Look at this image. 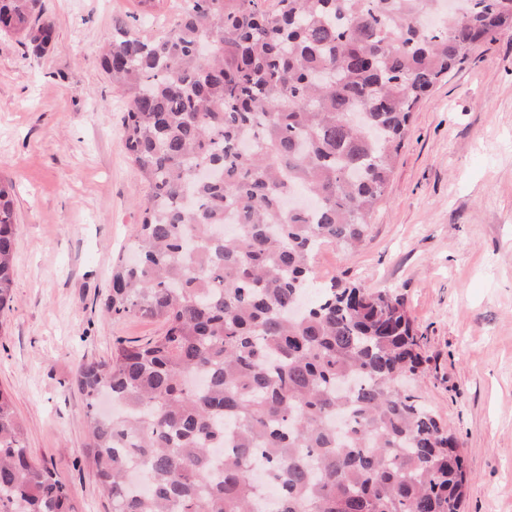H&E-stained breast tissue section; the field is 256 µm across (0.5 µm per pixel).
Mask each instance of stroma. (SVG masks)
Here are the masks:
<instances>
[{
	"label": "stroma",
	"instance_id": "obj_1",
	"mask_svg": "<svg viewBox=\"0 0 512 512\" xmlns=\"http://www.w3.org/2000/svg\"><path fill=\"white\" fill-rule=\"evenodd\" d=\"M183 0H44L56 39L42 56L0 37V178L14 185V303L0 320V388L24 445L79 512H112L87 454L82 362L160 321L101 304L128 256L146 190L125 149V99L99 66L121 23L153 38ZM318 281L396 290L422 335L416 388L463 448L460 512H512V32L475 47L414 112L359 249L321 247Z\"/></svg>",
	"mask_w": 512,
	"mask_h": 512
}]
</instances>
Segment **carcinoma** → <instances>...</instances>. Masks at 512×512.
Listing matches in <instances>:
<instances>
[{
  "label": "carcinoma",
  "instance_id": "cac0c4a2",
  "mask_svg": "<svg viewBox=\"0 0 512 512\" xmlns=\"http://www.w3.org/2000/svg\"><path fill=\"white\" fill-rule=\"evenodd\" d=\"M185 2L165 35L122 29L100 56L149 187L103 313L164 326L76 371L112 512H459L462 452L404 385L422 365L404 298L334 281L307 296L316 250L365 241L412 113L477 41L512 32V0ZM43 15L0 0V33L40 55ZM11 189L0 179V318ZM24 437L0 388V512H75ZM255 463L279 489L264 511Z\"/></svg>",
  "mask_w": 512,
  "mask_h": 512
}]
</instances>
